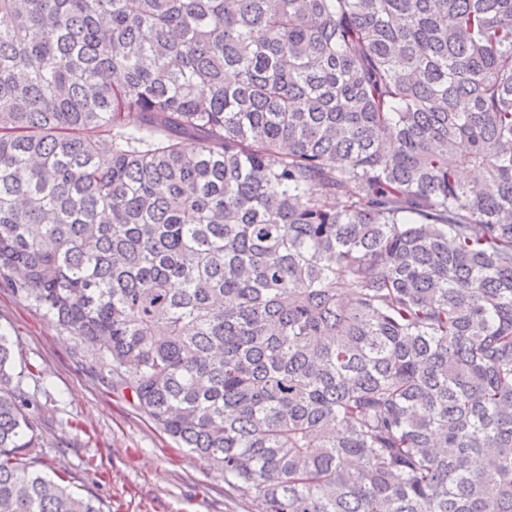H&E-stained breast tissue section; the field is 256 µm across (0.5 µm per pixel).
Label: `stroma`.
I'll list each match as a JSON object with an SVG mask.
<instances>
[{
    "instance_id": "1",
    "label": "stroma",
    "mask_w": 512,
    "mask_h": 512,
    "mask_svg": "<svg viewBox=\"0 0 512 512\" xmlns=\"http://www.w3.org/2000/svg\"><path fill=\"white\" fill-rule=\"evenodd\" d=\"M0 334L42 409L46 471L104 512H254L223 474L164 434L130 391H112L101 355L44 310L0 288Z\"/></svg>"
}]
</instances>
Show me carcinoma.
I'll return each instance as SVG.
<instances>
[{
	"label": "carcinoma",
	"mask_w": 512,
	"mask_h": 512,
	"mask_svg": "<svg viewBox=\"0 0 512 512\" xmlns=\"http://www.w3.org/2000/svg\"><path fill=\"white\" fill-rule=\"evenodd\" d=\"M1 284L255 512H512V0H0Z\"/></svg>",
	"instance_id": "1"
}]
</instances>
